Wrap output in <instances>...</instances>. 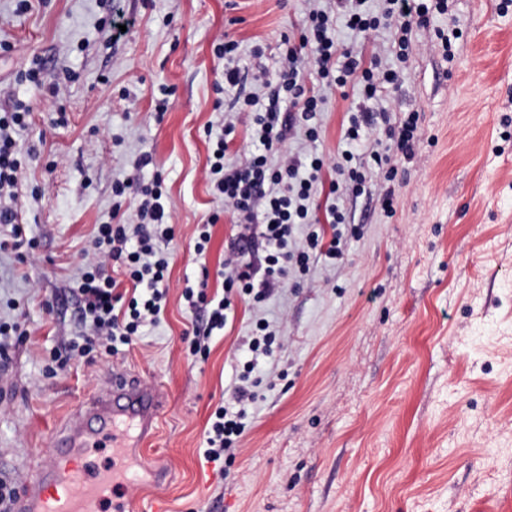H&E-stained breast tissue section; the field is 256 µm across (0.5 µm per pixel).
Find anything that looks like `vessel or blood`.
Returning a JSON list of instances; mask_svg holds the SVG:
<instances>
[{
  "label": "vessel or blood",
  "instance_id": "obj_1",
  "mask_svg": "<svg viewBox=\"0 0 512 512\" xmlns=\"http://www.w3.org/2000/svg\"><path fill=\"white\" fill-rule=\"evenodd\" d=\"M164 391L139 376L116 371L108 386L86 398L56 431L53 452L30 469L11 512H135L131 486L145 477L162 484L168 467L140 449L155 431ZM111 449L99 463L100 449Z\"/></svg>",
  "mask_w": 512,
  "mask_h": 512
}]
</instances>
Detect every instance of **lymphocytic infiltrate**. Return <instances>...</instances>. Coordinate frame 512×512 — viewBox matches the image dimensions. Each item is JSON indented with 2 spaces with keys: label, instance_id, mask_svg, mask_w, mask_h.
I'll use <instances>...</instances> for the list:
<instances>
[{
  "label": "lymphocytic infiltrate",
  "instance_id": "f902f5d3",
  "mask_svg": "<svg viewBox=\"0 0 512 512\" xmlns=\"http://www.w3.org/2000/svg\"><path fill=\"white\" fill-rule=\"evenodd\" d=\"M384 14L376 16L363 10L364 0H336L327 10L308 14L298 39L283 37L279 50L280 66L274 78L266 80L264 95L247 90L238 65L239 43L224 39L215 44L213 53L224 62V87L232 98L226 106L230 112L248 115L246 132L253 146L250 156L234 166H226L224 156L235 139V124H225L216 138L209 157L212 194L236 212L244 224L261 228L265 251L263 275H256L247 255L252 237L239 236L228 248L218 277L223 280L222 294L209 291V270H202L197 282L183 291L188 308L200 314L201 322L192 329L189 354L207 359L209 341L227 322L232 295L248 298L253 305L265 303L284 287L289 269L308 271L311 256L337 264L344 259L341 225L346 215L339 204L344 185L363 190L366 175L354 167L352 146L366 147L372 164L386 182H395L400 162L412 160L420 140L419 112L412 111L386 126L384 133L390 146L379 149L371 141L375 124L373 113L351 116L342 129L341 139L347 149L339 162L311 154L300 162L282 153L288 133L301 135L314 143L320 138V118L328 106L327 90L356 87L364 100L378 99L390 86L397 85L400 73L383 68L379 61L364 62L354 49L340 46L331 30L337 16H344L353 31L377 30L382 18L395 19L392 46L399 61H406L413 49L415 28L428 27L436 14H446L448 0H383ZM30 106L13 94L0 103V195L18 200L20 174L26 154L15 134L29 125ZM335 166L336 178L324 182L325 167ZM112 193L117 197L136 196L140 203L135 225L125 224L120 213H113L110 223L99 225L94 238L95 260L87 261L75 290L78 299L77 320L83 329L82 354H91L98 343L107 352L131 344L145 323L157 321L167 305L171 254L169 246L175 233L170 214L163 203L160 181L145 184L133 179L116 182ZM324 194L325 221L331 224L332 239L312 232L301 248L291 245L292 227L312 223L310 203ZM121 271L120 278L107 274V264ZM127 280L130 291H119L120 280ZM252 352L235 374L233 400L218 407L206 432L204 456L217 462L234 457L235 449L246 431V404L255 402L260 384L254 371L257 356L272 357L280 336L266 319H257L249 336L243 340Z\"/></svg>",
  "mask_w": 512,
  "mask_h": 512
}]
</instances>
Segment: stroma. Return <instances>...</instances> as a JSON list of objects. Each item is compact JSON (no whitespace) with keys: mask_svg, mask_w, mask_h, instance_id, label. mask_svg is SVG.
Returning <instances> with one entry per match:
<instances>
[{"mask_svg":"<svg viewBox=\"0 0 512 512\" xmlns=\"http://www.w3.org/2000/svg\"><path fill=\"white\" fill-rule=\"evenodd\" d=\"M310 0H121L131 25L112 41L106 0H33L17 14L0 0V83L32 56L45 59L41 85L18 86L32 107L19 136L34 155L21 176L39 197L21 201L19 220L34 248L0 251V318L10 302L29 312L0 378V479L23 488L53 433L113 372L129 370L164 390L166 406L149 456H165L167 483L135 491L139 512L163 500L167 512H512V12L498 0H455L414 33L401 81L370 101L392 117L419 111L420 143L395 185V213L379 198L387 185L366 176L343 205L354 236L339 266L312 259L303 276L260 309L236 299L206 361L188 359L181 340L193 317L182 292L201 267L216 270L239 228L209 192L210 130L243 116L217 108L224 63L213 44H240L239 66L273 74L282 36H299ZM457 27L454 60L429 47L430 32ZM339 43L393 63L391 33L356 35L336 22ZM262 45L263 57L252 53ZM77 74L59 94L51 87ZM174 87L156 119L154 97ZM350 87L333 91L317 143L288 138L293 155L336 156L341 130L359 106ZM67 114L57 124L58 111ZM150 165L136 168L142 154ZM161 177L175 227L167 306L131 345L94 363L73 358L43 374L50 350L76 338L72 294L108 222L115 182ZM219 214L205 259L193 251L196 225ZM276 325L283 346L260 362L259 398L235 458L203 455L211 413L231 394L241 336L255 317Z\"/></svg>","mask_w":512,"mask_h":512,"instance_id":"35a3bbf8","label":"stroma"}]
</instances>
